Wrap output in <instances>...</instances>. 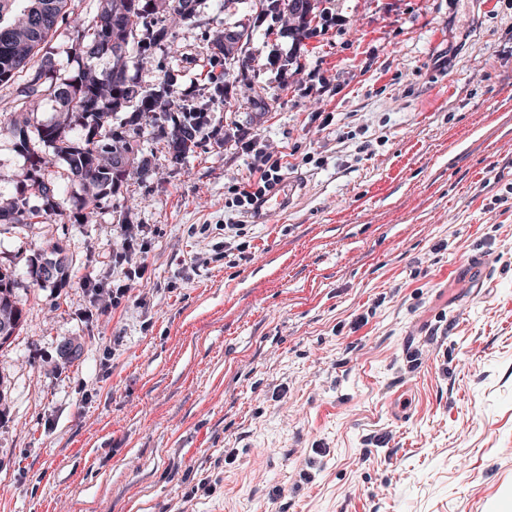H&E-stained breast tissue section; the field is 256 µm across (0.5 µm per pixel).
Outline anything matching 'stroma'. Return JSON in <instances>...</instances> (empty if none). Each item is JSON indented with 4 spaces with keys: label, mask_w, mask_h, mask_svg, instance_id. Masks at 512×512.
Instances as JSON below:
<instances>
[{
    "label": "stroma",
    "mask_w": 512,
    "mask_h": 512,
    "mask_svg": "<svg viewBox=\"0 0 512 512\" xmlns=\"http://www.w3.org/2000/svg\"><path fill=\"white\" fill-rule=\"evenodd\" d=\"M256 25L260 103L214 93L220 31ZM179 55L128 74L206 115L193 152L93 211L0 222L23 313L0 348V512H496L512 497V0H322L308 38L199 0ZM64 20L41 55L75 58ZM309 182L266 223L232 203L248 144ZM29 163L0 132V199ZM60 244L66 284L31 258ZM141 275H134L135 266ZM125 287L120 302L112 291ZM49 250V256L58 260V269L55 270V274L51 277L49 276L41 279V273L39 272L41 267L40 265L38 266V263L40 264L41 260L45 256H48L46 252L38 254V256L30 260L29 273L34 281L41 286H44V284L47 283L53 284L54 286H61L68 278L69 260L66 255L61 256L63 254V249L59 245L53 244Z\"/></svg>",
    "instance_id": "1"
}]
</instances>
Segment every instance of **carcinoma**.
I'll use <instances>...</instances> for the list:
<instances>
[{"label": "carcinoma", "mask_w": 512, "mask_h": 512, "mask_svg": "<svg viewBox=\"0 0 512 512\" xmlns=\"http://www.w3.org/2000/svg\"><path fill=\"white\" fill-rule=\"evenodd\" d=\"M68 2L0 0V86L33 74L29 90L16 99L14 110L7 120L0 119V125L22 133L17 148L29 163L22 192L43 201V208L31 210L26 208L27 196L22 195L10 208L0 209V221L26 225L34 218L62 214L55 194L47 193L49 182L38 175L44 165L42 144L63 158L70 174L79 179L83 189L79 209L93 210L129 176L135 163L130 137L142 125L161 128L172 161L179 163L192 152L205 122L203 113L170 99L172 75H164L157 87L146 90L128 75L127 52L104 49L106 41L126 45L135 41L143 54L162 47L170 54L177 53L169 23L175 0H99L95 15L74 20L71 50L76 57L107 56L112 59V68L99 75L85 68L61 82L41 69L32 71V61L41 45L65 19ZM98 18L107 23L108 29L97 27ZM44 98L60 102V115L39 125L34 140L26 129L35 112L34 101ZM129 108L133 109L130 119L114 124L112 116ZM77 126L86 130L81 138L73 134ZM49 256L58 260L53 276L41 278L38 263L44 258L42 254L30 260L29 273L40 285L61 286L68 278L69 260L57 244L50 247ZM21 324L22 310L13 298L11 275L0 270V347L9 342Z\"/></svg>", "instance_id": "1"}]
</instances>
